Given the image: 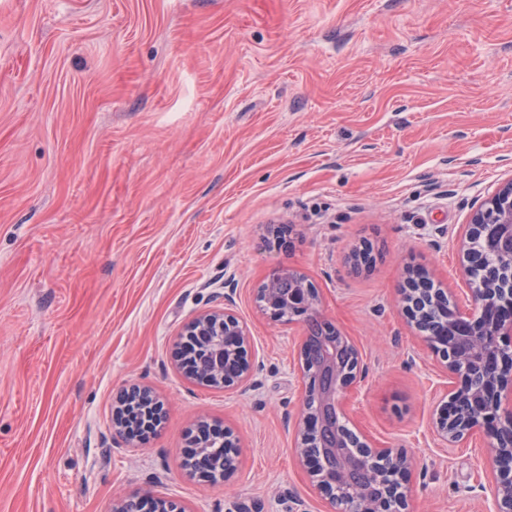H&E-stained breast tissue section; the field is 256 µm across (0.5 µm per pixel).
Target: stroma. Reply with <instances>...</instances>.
I'll list each match as a JSON object with an SVG mask.
<instances>
[{
	"instance_id": "obj_1",
	"label": "stroma",
	"mask_w": 512,
	"mask_h": 512,
	"mask_svg": "<svg viewBox=\"0 0 512 512\" xmlns=\"http://www.w3.org/2000/svg\"><path fill=\"white\" fill-rule=\"evenodd\" d=\"M511 174L512 0H0V512H327L286 425L304 330L254 301L279 265L357 345L346 412L414 457L409 512H491V449L435 440L449 380L398 290L423 267L470 306L463 227ZM228 286L244 392L175 357ZM127 383L167 408L135 447ZM201 421L240 439L216 483L184 466ZM116 409L112 420V429L116 437L132 441V434L128 428V418L131 408H144L149 421L157 429L165 418L163 401L148 386L129 384L123 386L115 397ZM155 500L151 492L131 493L120 496L112 502V512H186L187 510L172 501H157L156 511H146L149 504Z\"/></svg>"
}]
</instances>
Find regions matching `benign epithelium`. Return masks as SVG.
<instances>
[{"instance_id": "7a95c632", "label": "benign epithelium", "mask_w": 512, "mask_h": 512, "mask_svg": "<svg viewBox=\"0 0 512 512\" xmlns=\"http://www.w3.org/2000/svg\"><path fill=\"white\" fill-rule=\"evenodd\" d=\"M495 246L512 269V175L501 181L476 210L460 241L461 266L470 286L472 304L444 313L432 335L423 336L442 368L457 379L433 418L437 439L452 448L481 433L493 448L496 475L495 512H512V410L501 414L505 391L512 387V350L501 338L512 335V302L501 300L487 285L474 244L481 236ZM292 288L283 290V281ZM433 283L428 271L409 272L400 289V303L410 323L421 329L425 313L418 298ZM236 289H224V305L194 317L184 328L185 344L194 346L184 360L186 376L216 389L247 390L254 386V365L248 355L250 334L236 314ZM257 308L274 321L298 323L305 329L299 346L302 382L300 412L292 425L294 452L311 486L328 502L331 512H407L412 460L402 451L383 448L350 425L344 402L361 379V355L350 337L322 320L319 296L300 271L281 265L271 269L255 290ZM115 436L132 441L130 410H145L154 427L165 418L163 401L148 386H123L115 397ZM220 441L222 455L204 449ZM194 452L188 468L217 482L239 467V440L201 422L192 435ZM150 492L131 493L112 502V512H146Z\"/></svg>"}]
</instances>
